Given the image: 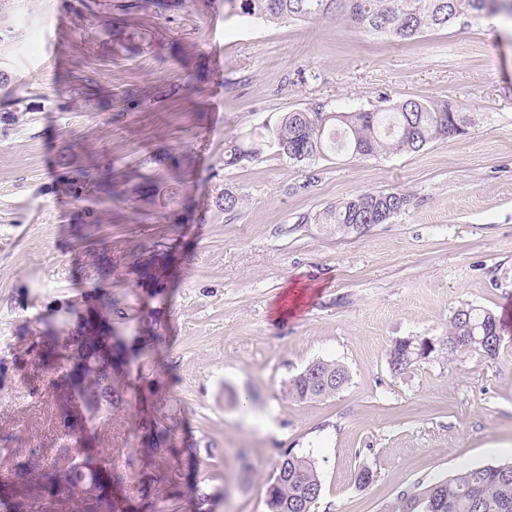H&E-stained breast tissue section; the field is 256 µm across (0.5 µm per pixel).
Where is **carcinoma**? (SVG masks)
<instances>
[{"label":"carcinoma","instance_id":"cac0c4a2","mask_svg":"<svg viewBox=\"0 0 512 512\" xmlns=\"http://www.w3.org/2000/svg\"><path fill=\"white\" fill-rule=\"evenodd\" d=\"M229 15L242 20L303 21L340 13L371 35L405 43L431 30L445 29L463 19L499 12L512 14V0H224ZM179 6V0H134L132 7L160 11ZM466 120L448 103L405 99L383 109L349 108L344 111L287 112L271 128L250 136L248 142L231 141L224 148V165L232 167L258 159L269 148L296 164L314 163L327 151L340 147L355 156L418 152L436 139L464 133ZM79 180L97 189L108 171L86 168ZM410 201L397 190L369 191L331 206L318 222L338 234H353L355 224H386ZM96 311L81 327L65 336L33 337L25 355L41 370L54 374L49 387L56 400L80 399L89 413V426L63 422L57 448H0V455L25 454L16 468L11 512H159L158 502L176 506L188 488V459L182 457L173 425L166 417L139 411L135 423L141 432L136 459L139 467L129 474L112 462V449L92 448L88 437L128 404L131 389L125 357L112 315L120 313L112 291L94 287ZM157 321L142 324L145 346L160 342ZM425 337L397 341L389 351L398 373L419 362L415 350ZM499 321L484 309L462 307L449 319L448 335L436 341L451 352L480 350L493 357L499 347ZM50 346L58 359L48 364L43 348ZM72 362L76 377L56 374L57 365ZM350 381L347 368L319 359L289 379L288 396L305 402L325 398ZM134 482V496L120 497L117 488ZM322 496L317 461L291 449L281 455L268 487L267 512H315ZM392 512H512V462L463 469L451 476L419 486L398 499Z\"/></svg>","mask_w":512,"mask_h":512}]
</instances>
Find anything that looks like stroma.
<instances>
[{
    "instance_id": "obj_1",
    "label": "stroma",
    "mask_w": 512,
    "mask_h": 512,
    "mask_svg": "<svg viewBox=\"0 0 512 512\" xmlns=\"http://www.w3.org/2000/svg\"><path fill=\"white\" fill-rule=\"evenodd\" d=\"M0 0V434L6 447L51 444L62 417L48 378L23 357L32 337L76 330L109 287L134 359L136 392L91 443L126 466L133 415L161 400L211 512H267L287 449L317 460L315 512H388L396 498L467 466L512 460V18L497 14L403 45L333 16L267 23L224 0L161 13L108 0ZM141 37L116 52L112 27ZM93 79L103 92L83 98ZM170 87V96L152 91ZM448 101L463 135L417 153L330 152L314 165L275 151L235 167L224 147L284 113ZM109 172L79 192L77 170ZM148 178L155 197L141 193ZM240 198L218 208L221 190ZM408 205L362 235L317 217L365 191ZM165 249L160 284L134 257ZM306 289L286 318L274 310ZM502 325L495 357L436 350L405 373L388 353L439 339L460 307ZM164 328L139 351L142 316ZM350 371L336 395L299 402L285 382L312 361ZM369 468L372 480L356 474Z\"/></svg>"
}]
</instances>
